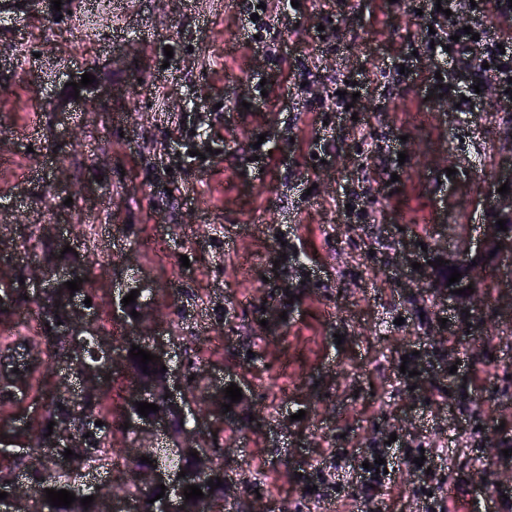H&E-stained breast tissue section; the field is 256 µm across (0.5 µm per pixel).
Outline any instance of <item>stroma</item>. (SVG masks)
<instances>
[{
    "instance_id": "stroma-1",
    "label": "stroma",
    "mask_w": 512,
    "mask_h": 512,
    "mask_svg": "<svg viewBox=\"0 0 512 512\" xmlns=\"http://www.w3.org/2000/svg\"><path fill=\"white\" fill-rule=\"evenodd\" d=\"M61 2L57 22L39 0H0V245L14 256L0 278L26 276L58 224L101 319L138 278L142 339L217 337L187 397L238 489L226 512H362L352 463L383 446L379 512H419V454L458 503L486 492L512 512L495 462L512 448V257L469 266L485 299L471 321L410 285L442 247L480 249L498 204L485 187L512 185V111L428 97L445 58L393 79L424 35L418 0H351L341 16L300 0L259 43L238 0ZM77 68L110 86L105 103L70 101ZM293 69L307 82L281 93ZM360 73L368 94L333 111L337 81ZM55 99L65 111L44 110ZM270 311L287 315L273 334ZM419 359L420 385L400 370ZM228 373L250 422L211 413Z\"/></svg>"
}]
</instances>
